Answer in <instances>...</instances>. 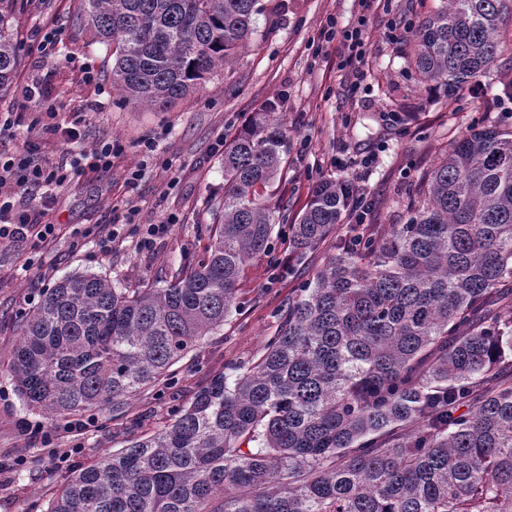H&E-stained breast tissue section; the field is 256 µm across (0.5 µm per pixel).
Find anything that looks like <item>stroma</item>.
I'll use <instances>...</instances> for the list:
<instances>
[{
	"label": "stroma",
	"mask_w": 512,
	"mask_h": 512,
	"mask_svg": "<svg viewBox=\"0 0 512 512\" xmlns=\"http://www.w3.org/2000/svg\"><path fill=\"white\" fill-rule=\"evenodd\" d=\"M265 16L250 50L214 74L199 91L166 109L143 110L123 104L113 90L83 79L85 69L107 78L112 64L104 45L90 42L73 19V0H26L16 32L22 67L10 94L0 99V158L54 165L71 161L101 140L112 141V170L78 171L56 188L48 215L61 232L30 266L25 242L0 239V512H44L47 501L77 467L102 453L125 447L136 436L167 425L176 406L228 366L252 361L276 327V312L302 270L316 271L336 252L335 238L318 251L296 257L287 226H277L271 257L250 261L238 292V307L224 326L205 337L170 369L165 383L132 399L125 416L104 406L65 419L50 420L18 395L10 361L19 342V323L55 280L76 273L106 277L120 288H160L189 255L202 254L213 222L211 201L224 194L221 159L251 112L265 101L281 100L291 131L284 174L274 196L296 218L316 183L336 176L337 157L361 159L374 152L372 168H359L376 199L370 224H402L406 205L421 176L438 159L447 141L466 128L499 122L512 126V56L502 55L479 84L478 96H444L421 84L407 67L401 48L383 34V15H375L369 52L365 104L352 105L336 45L320 32L328 17L347 23L359 12L358 0H264ZM54 34L56 53L40 56L36 46ZM86 120L73 124L75 113ZM408 124H399L401 116ZM76 125V138L63 141L50 128ZM138 179H131L132 171ZM138 209L137 222L157 224L175 218L171 232L153 253L136 250L132 235L97 251L79 230L106 233L126 205ZM86 426L80 436L70 427ZM56 447L80 440L79 453L62 461L44 448L42 432Z\"/></svg>",
	"instance_id": "stroma-1"
}]
</instances>
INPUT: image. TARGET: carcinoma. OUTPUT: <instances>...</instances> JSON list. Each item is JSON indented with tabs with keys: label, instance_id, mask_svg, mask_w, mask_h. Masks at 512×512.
Wrapping results in <instances>:
<instances>
[{
	"label": "carcinoma",
	"instance_id": "cac0c4a2",
	"mask_svg": "<svg viewBox=\"0 0 512 512\" xmlns=\"http://www.w3.org/2000/svg\"><path fill=\"white\" fill-rule=\"evenodd\" d=\"M0 0V92L19 66ZM262 0H80L112 50V89L165 107L250 45ZM512 0H440L409 37L418 79L455 94L512 50ZM279 101L224 146V197L204 256L163 288L95 274L46 289L11 368L28 406L62 418L129 400L237 309L246 265L270 254L288 125ZM404 224L336 236V255L288 297L276 329L162 430L77 469L47 512H512V128L443 147ZM351 216L332 178L288 225L316 250Z\"/></svg>",
	"mask_w": 512,
	"mask_h": 512
}]
</instances>
